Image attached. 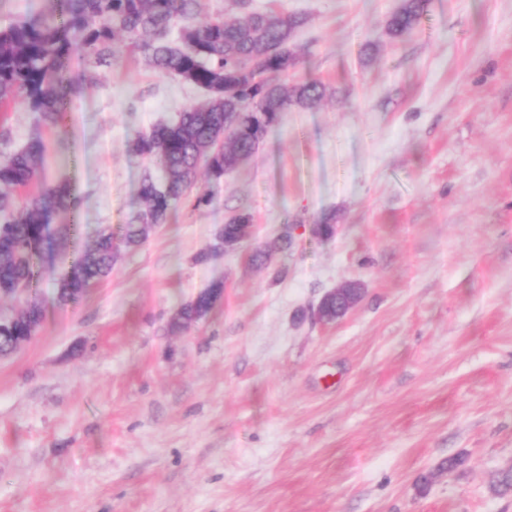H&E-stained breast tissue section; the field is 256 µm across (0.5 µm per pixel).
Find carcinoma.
Wrapping results in <instances>:
<instances>
[{
	"instance_id": "obj_1",
	"label": "carcinoma",
	"mask_w": 512,
	"mask_h": 512,
	"mask_svg": "<svg viewBox=\"0 0 512 512\" xmlns=\"http://www.w3.org/2000/svg\"><path fill=\"white\" fill-rule=\"evenodd\" d=\"M52 9L0 28V109L19 99L38 113V122L60 128L65 122V67L76 48L101 64L125 45L142 53L160 71L208 92L202 103L180 113L174 124H159L136 136L132 150L149 163L140 196L145 204L123 228L127 249L139 247L151 227L196 184L203 167L214 181L252 156L270 128L290 106L318 103L326 88L305 81L288 88L280 76L297 63L292 43L304 25L300 15L250 13L228 22L222 17L197 26L199 0H49ZM428 0H404L386 22L397 39L415 29ZM184 21L178 40L171 23ZM44 142L35 138L0 160V289L30 288L37 278L33 259L41 250L44 225L60 212L76 214L78 199L45 174ZM117 252L112 233H96L93 245L69 274L57 281L61 305L79 300L87 289L112 272ZM222 286L198 294L172 316L179 330L205 318L219 301ZM43 311L21 315L0 331V351L15 336H28Z\"/></svg>"
}]
</instances>
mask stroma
<instances>
[{
    "label": "stroma",
    "instance_id": "stroma-1",
    "mask_svg": "<svg viewBox=\"0 0 512 512\" xmlns=\"http://www.w3.org/2000/svg\"><path fill=\"white\" fill-rule=\"evenodd\" d=\"M402 4L202 0L199 25L304 16L281 82L326 94L222 180L199 175L208 204H179L66 306L58 276L143 207L132 139L207 93L129 48L102 66L78 50L61 128L0 112V158L41 137L80 199L36 259L34 340L0 355V512H512V0H429L393 39ZM243 208L253 237L213 252ZM287 225L291 248L252 264ZM347 281L357 306L316 320ZM217 283L213 311L170 330ZM429 0H405L402 8L391 15L386 22L390 37L401 38L415 29L427 13Z\"/></svg>",
    "mask_w": 512,
    "mask_h": 512
}]
</instances>
